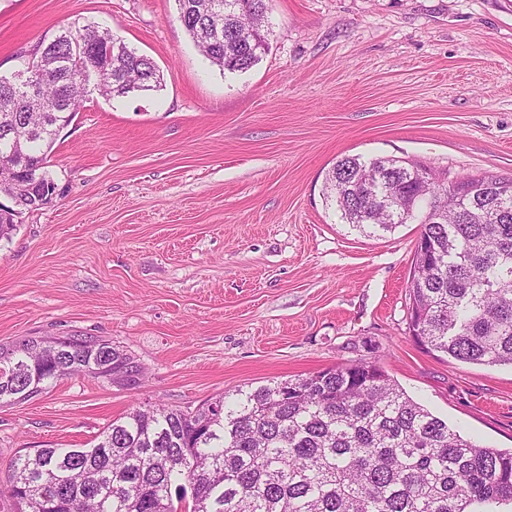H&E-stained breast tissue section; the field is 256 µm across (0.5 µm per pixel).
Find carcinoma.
I'll use <instances>...</instances> for the list:
<instances>
[{
    "mask_svg": "<svg viewBox=\"0 0 512 512\" xmlns=\"http://www.w3.org/2000/svg\"><path fill=\"white\" fill-rule=\"evenodd\" d=\"M197 50L222 71L243 72L269 48L273 0H177ZM40 84L59 111L16 105L22 86H0V157L24 173L0 179V238L14 211L49 203L47 169L58 128L88 93L79 72L107 65L104 98L157 92L155 61L112 30L66 26L43 45ZM341 221L372 237L421 224L428 250L408 282L411 326L427 349L457 361L512 366V177L450 182L425 165L344 156L325 182ZM442 210L444 221L431 220ZM140 367L96 336L43 337L0 346V402L15 404L72 374L135 387ZM0 492L17 512H512V450L452 429L379 366L340 364L261 386L195 410L158 406L112 420L90 448L16 455Z\"/></svg>",
    "mask_w": 512,
    "mask_h": 512,
    "instance_id": "cac0c4a2",
    "label": "carcinoma"
}]
</instances>
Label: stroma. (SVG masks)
Masks as SVG:
<instances>
[{"label": "stroma", "mask_w": 512, "mask_h": 512, "mask_svg": "<svg viewBox=\"0 0 512 512\" xmlns=\"http://www.w3.org/2000/svg\"><path fill=\"white\" fill-rule=\"evenodd\" d=\"M269 21L259 63L228 73L195 49L176 0H0V75L94 23L164 79L90 93L48 157L52 203L0 240V345L98 336L141 383L74 376L0 405V471L20 452L89 447L139 407L351 362L512 448V367L429 352L409 330L419 225L367 237L322 195L346 155L512 176V0H274Z\"/></svg>", "instance_id": "1"}]
</instances>
